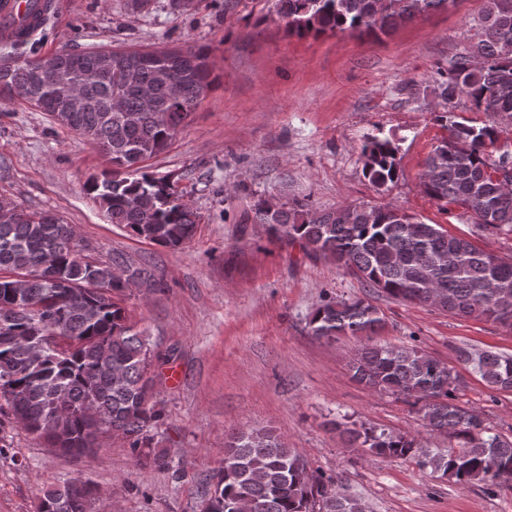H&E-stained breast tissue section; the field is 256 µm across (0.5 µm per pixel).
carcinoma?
<instances>
[{"label":"carcinoma","instance_id":"obj_1","mask_svg":"<svg viewBox=\"0 0 512 512\" xmlns=\"http://www.w3.org/2000/svg\"><path fill=\"white\" fill-rule=\"evenodd\" d=\"M290 32L375 34L399 23L448 8L449 0H275ZM474 38L483 62L460 55L448 68L440 97L446 104L464 97L478 111L512 114V0H486ZM13 66L0 62V94L16 88L27 103L49 112L53 84L77 83L79 67L96 63L94 52L58 53L57 71L41 69V58ZM139 65L140 84L112 81L82 88L84 107L64 125L94 144L112 164V173L91 177L94 194L114 224L135 237L176 247L189 240L197 213L171 200L172 184L142 170L139 163L164 150L195 112L212 84L208 55L193 47L114 50ZM178 82L177 92L156 82L159 71ZM429 154L423 181L427 196L442 209L455 205L471 214L489 235L512 234V152L495 126L464 121L447 126ZM398 147L373 137L362 148L365 177L378 190L398 178ZM254 222L273 240L300 243L336 262L368 288L367 297L325 300L308 321L311 335L332 340L355 336L360 345L348 362L357 382L392 394L419 415L422 427L445 433L455 446L427 448L417 436L335 422L348 446L377 458L411 457L430 473L458 484H512V440L489 431L484 420L457 402L462 377L454 368L407 345L378 344L373 336L384 316L373 295L422 306L433 290L439 309L460 318H480L512 330V306L498 308L488 285L512 290V258L450 236L397 205L351 204L316 209L260 201ZM74 227L55 214L29 210L0 199V433L12 423L48 448L89 455L95 440L120 436L145 467H169L155 451L163 416L157 407L155 357L150 337L138 329L125 306L124 263L90 261L86 247L70 243ZM460 361L494 391H512V354L459 351ZM331 479L310 469L300 456L265 429L238 431L224 446L221 466L202 500L207 512H235L249 498L257 512H364L356 499L329 489ZM90 482L70 478L45 490L38 512H90Z\"/></svg>","mask_w":512,"mask_h":512}]
</instances>
